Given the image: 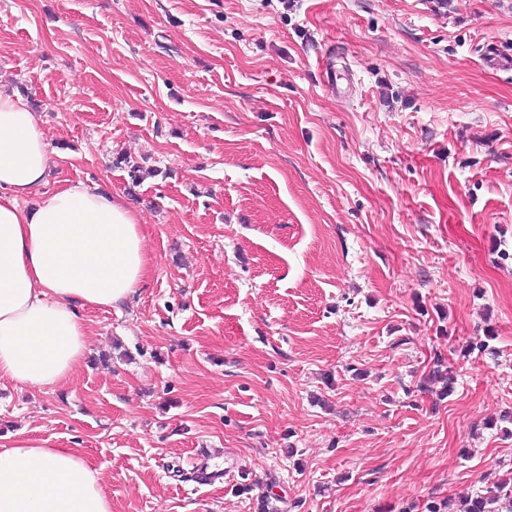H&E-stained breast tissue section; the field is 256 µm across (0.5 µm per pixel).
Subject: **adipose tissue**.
I'll return each instance as SVG.
<instances>
[{"label":"adipose tissue","mask_w":512,"mask_h":512,"mask_svg":"<svg viewBox=\"0 0 512 512\" xmlns=\"http://www.w3.org/2000/svg\"><path fill=\"white\" fill-rule=\"evenodd\" d=\"M39 116L0 92V381L64 386L83 364L82 309L136 294L153 262L138 212L106 188L45 185ZM0 512H112L99 471L72 448L19 439L0 448Z\"/></svg>","instance_id":"1"}]
</instances>
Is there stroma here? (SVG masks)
Instances as JSON below:
<instances>
[{
    "mask_svg": "<svg viewBox=\"0 0 512 512\" xmlns=\"http://www.w3.org/2000/svg\"><path fill=\"white\" fill-rule=\"evenodd\" d=\"M491 40L512 48V0H0L48 188L123 196L155 258L84 310L66 386L0 382V445L76 449L112 512H424L512 472ZM199 448L228 477L197 485Z\"/></svg>",
    "mask_w": 512,
    "mask_h": 512,
    "instance_id": "obj_1",
    "label": "stroma"
}]
</instances>
